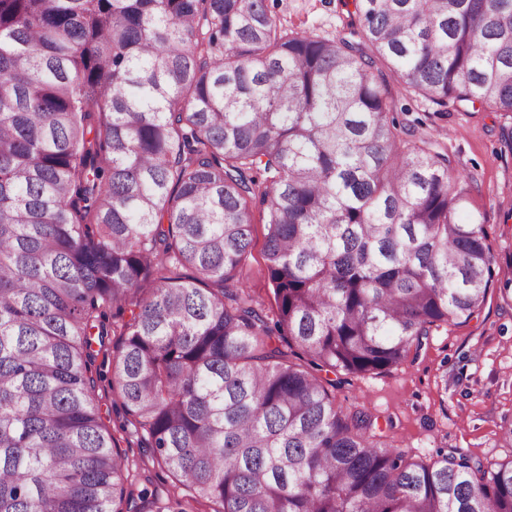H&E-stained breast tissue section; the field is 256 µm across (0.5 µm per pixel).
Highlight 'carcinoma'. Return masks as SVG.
Returning <instances> with one entry per match:
<instances>
[{
  "label": "carcinoma",
  "mask_w": 512,
  "mask_h": 512,
  "mask_svg": "<svg viewBox=\"0 0 512 512\" xmlns=\"http://www.w3.org/2000/svg\"><path fill=\"white\" fill-rule=\"evenodd\" d=\"M354 15L356 43L265 0H0V512H512V460L414 461L328 378L481 313L477 180L390 82L512 114V0ZM257 219L268 308L241 282ZM112 335L182 496L127 489Z\"/></svg>",
  "instance_id": "1"
}]
</instances>
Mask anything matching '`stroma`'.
Here are the masks:
<instances>
[{
	"mask_svg": "<svg viewBox=\"0 0 512 512\" xmlns=\"http://www.w3.org/2000/svg\"><path fill=\"white\" fill-rule=\"evenodd\" d=\"M286 28L307 30L337 39L347 35L352 0H266ZM391 90L419 119L448 154L476 175L480 190L468 222L479 213L496 260V277L478 319L432 334L417 357L379 373L345 375L336 389L342 404L356 403L377 417L393 422L388 435L413 460L433 463L443 455L463 452L480 458L488 468L512 459V447L502 437L512 429V152L503 150L501 132L512 118L479 106L438 111L423 96L400 85ZM244 283L263 302H271L266 276L262 224H254ZM98 397L113 436L137 464L132 490L152 480L158 491L171 490L170 475L136 438L123 430L119 393L100 383Z\"/></svg>",
	"mask_w": 512,
	"mask_h": 512,
	"instance_id": "stroma-1",
	"label": "stroma"
}]
</instances>
